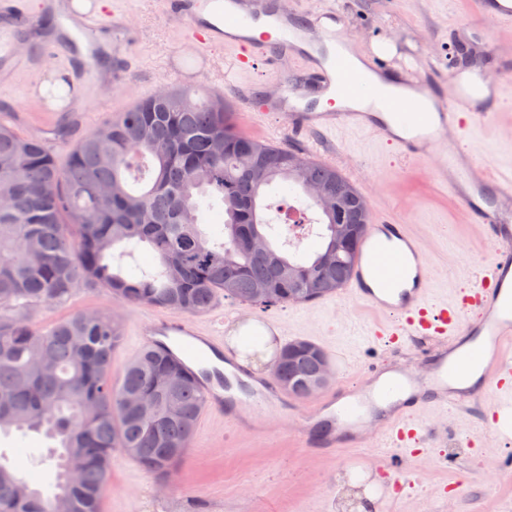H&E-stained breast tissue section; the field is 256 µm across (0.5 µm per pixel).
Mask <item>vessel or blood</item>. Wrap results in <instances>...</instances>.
I'll return each instance as SVG.
<instances>
[{"label": "vessel or blood", "mask_w": 512, "mask_h": 512, "mask_svg": "<svg viewBox=\"0 0 512 512\" xmlns=\"http://www.w3.org/2000/svg\"><path fill=\"white\" fill-rule=\"evenodd\" d=\"M167 10L183 26L186 40L206 48L223 44L234 53V69H277L282 58L301 62L299 80L274 96L261 81L235 85L247 111L287 116L296 135H335L357 129L394 146L410 161L430 160L440 182L448 185L481 226L494 247L490 264L478 270L453 302L433 300L429 258L407 225L373 220L360 259L342 291L385 320L370 327L393 350L394 361L369 369L359 384L333 390L296 426L307 446L324 454L341 447L361 448L371 440L404 450L410 443L444 442L447 432L428 430L424 417L435 410H466L490 398L512 405V173L488 174L470 152L449 142L471 127L493 121L503 100L505 78L498 65L461 68L474 47L464 44L447 68L414 74L410 64L392 71L374 57L356 63L336 29L335 7L315 13L313 26L299 24L288 12H269L260 0H167ZM482 20L512 27V0H478ZM33 18L26 0H0V69L32 67L14 51V41ZM76 26L88 46L74 52L81 85L95 81L102 64L98 50L107 28L93 12ZM455 75L447 91L444 73ZM145 347L166 345L193 374L208 413L226 424L257 433L266 429L263 414L293 404L274 376L255 377L225 352L224 342L185 319H150L136 328Z\"/></svg>", "instance_id": "b4317fda"}]
</instances>
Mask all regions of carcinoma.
I'll return each instance as SVG.
<instances>
[{"instance_id":"carcinoma-1","label":"carcinoma","mask_w":512,"mask_h":512,"mask_svg":"<svg viewBox=\"0 0 512 512\" xmlns=\"http://www.w3.org/2000/svg\"><path fill=\"white\" fill-rule=\"evenodd\" d=\"M160 92L67 147L65 164L41 140L0 119V434L57 442L55 481L33 486L0 462V512H99L121 452L160 480L183 459L204 410L196 382L166 349L145 350L120 381L109 376L118 319L76 311L35 325L24 313L103 287L119 303L180 312L222 293L244 305L330 296L350 276L371 211L336 168L238 132L223 100ZM303 195L320 212L314 249L285 252L259 214L266 188ZM147 248L156 270L125 266ZM315 344L275 355L296 399L316 392ZM78 473L68 484V468Z\"/></svg>"}]
</instances>
